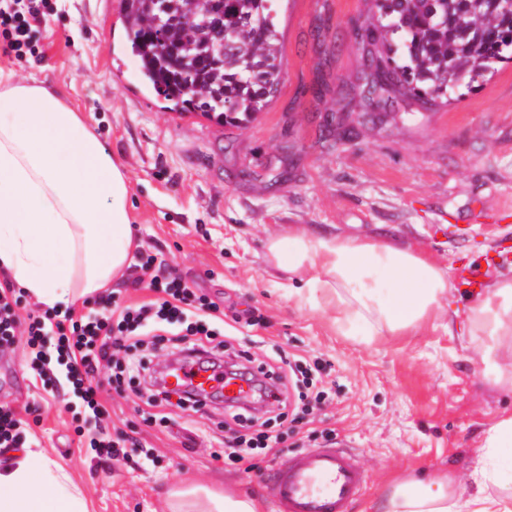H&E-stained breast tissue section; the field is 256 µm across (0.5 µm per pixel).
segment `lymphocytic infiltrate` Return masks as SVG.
Returning <instances> with one entry per match:
<instances>
[{
    "mask_svg": "<svg viewBox=\"0 0 512 512\" xmlns=\"http://www.w3.org/2000/svg\"><path fill=\"white\" fill-rule=\"evenodd\" d=\"M47 5L48 0H0V49L18 58L34 53L32 24L39 21ZM129 270L128 286L148 287L155 294L154 300L116 311L112 295L107 294L99 298L100 313L76 318L69 312L59 315L46 311L31 317L23 331L18 328L15 289L6 283L0 285V349L13 345L17 333L25 332L34 354L31 368L43 378L50 367L41 351L47 339H54L57 363L66 369L60 387L72 391L80 399L85 416L96 420L103 413L96 378L104 365H111L112 383L119 388L132 382L145 367L141 361L122 362L120 352L164 342L175 347L186 345L190 354L186 368L212 371L218 379L230 373L252 388L247 402L225 401L219 392L213 395L236 426L224 443V463L231 467L249 464L255 455L270 453L284 444L288 436L282 428L284 422L314 421L316 410L329 397L319 384V364L296 359L285 367L270 363L251 366L248 352L236 350L232 337L222 336L225 313L219 303L167 272L154 255L137 252ZM290 374L298 388L292 412L259 420L252 403L277 399L283 380Z\"/></svg>",
    "mask_w": 512,
    "mask_h": 512,
    "instance_id": "obj_1",
    "label": "lymphocytic infiltrate"
}]
</instances>
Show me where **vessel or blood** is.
Wrapping results in <instances>:
<instances>
[{
    "label": "vessel or blood",
    "instance_id": "obj_1",
    "mask_svg": "<svg viewBox=\"0 0 512 512\" xmlns=\"http://www.w3.org/2000/svg\"><path fill=\"white\" fill-rule=\"evenodd\" d=\"M270 480L274 512H348L367 486L349 454L333 447L298 452Z\"/></svg>",
    "mask_w": 512,
    "mask_h": 512
}]
</instances>
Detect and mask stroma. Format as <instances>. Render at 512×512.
<instances>
[{
  "instance_id": "obj_1",
  "label": "stroma",
  "mask_w": 512,
  "mask_h": 512,
  "mask_svg": "<svg viewBox=\"0 0 512 512\" xmlns=\"http://www.w3.org/2000/svg\"><path fill=\"white\" fill-rule=\"evenodd\" d=\"M283 84L242 128L162 108L141 84L120 19V0H51L36 28V56L0 53L17 79L66 86L102 144L125 166L141 249L157 254L195 291L266 325L237 334L236 348L264 361L273 347L324 364L335 397L293 440L320 448L323 430L367 477L349 512H374L393 482L440 472L457 494H512V483L475 482L485 431L512 413V386L483 377L466 305L512 273V63L447 105L367 92L357 29L370 0H274ZM340 119L325 141L322 117ZM303 227L390 239L449 267L443 307L412 333L381 329L371 341L344 333L337 312L287 297L268 237ZM102 369V420L79 427L63 394L45 390L16 337L0 353V406L19 411L25 438L69 470L90 512H170L167 493L200 483L268 502V470L224 464V407L148 417L144 380L114 389ZM135 438L154 463L99 460V433Z\"/></svg>"
}]
</instances>
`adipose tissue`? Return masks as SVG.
I'll use <instances>...</instances> for the list:
<instances>
[{"label": "adipose tissue", "instance_id": "ef3b65f1", "mask_svg": "<svg viewBox=\"0 0 512 512\" xmlns=\"http://www.w3.org/2000/svg\"><path fill=\"white\" fill-rule=\"evenodd\" d=\"M129 181L66 94L15 79L0 68V276L47 306L70 305L106 288L134 248ZM268 257L286 272L289 296L314 309L335 306L348 328L376 335L418 328L442 305L450 273L424 253L381 240L327 236L303 228L270 237ZM469 333L483 337L494 371L496 337L512 336V278L468 308ZM487 463L476 480L508 476L499 451L512 447V414L485 433ZM171 512H262L261 501L204 485L170 493ZM0 512H89L69 471L43 451L21 448L0 463ZM384 512H512V496L458 499L437 474L397 483Z\"/></svg>", "mask_w": 512, "mask_h": 512}]
</instances>
